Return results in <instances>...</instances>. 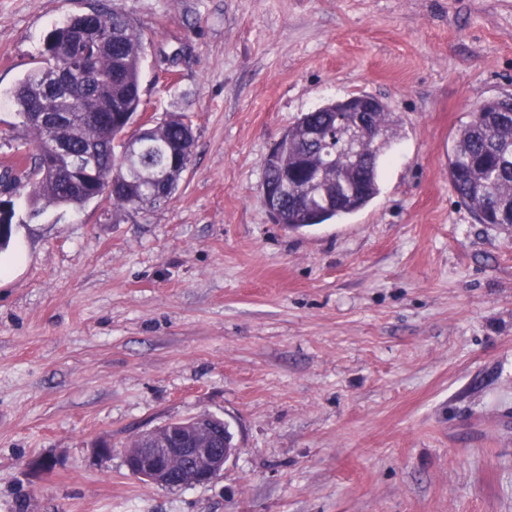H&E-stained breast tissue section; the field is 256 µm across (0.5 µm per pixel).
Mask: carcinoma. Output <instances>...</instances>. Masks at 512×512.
Returning a JSON list of instances; mask_svg holds the SVG:
<instances>
[{
  "label": "carcinoma",
  "instance_id": "1",
  "mask_svg": "<svg viewBox=\"0 0 512 512\" xmlns=\"http://www.w3.org/2000/svg\"><path fill=\"white\" fill-rule=\"evenodd\" d=\"M84 18L76 15L50 34L39 66L27 74L10 96L17 115L33 98H41L50 112H67L71 119L58 128L20 121L8 137L17 142L11 161L0 170V188L6 184L26 191L33 212L53 205L81 208L105 200L112 212L145 209L169 200L178 190L188 164L169 163L171 155L192 149L187 140L189 122L170 115L153 123L143 137L121 135L125 113L143 106L140 93L142 34L124 14L114 10L99 15L96 48L97 75L94 90L70 100L44 89L52 64L65 65L66 47L80 41ZM373 105L368 123L383 136L379 143H365L360 163L324 141V133L336 128V117L347 114L355 123L356 111ZM88 112L112 114V125L85 120ZM512 112V99L495 98L480 103L457 132L448 157V178L459 202L482 224L512 228V122L502 121ZM398 119L379 98L358 95L351 100L330 101L301 115L283 134L264 161L263 184L278 191L282 223L297 229L342 218L366 207L378 194L379 172L386 148L397 134ZM64 140L79 149L93 144L102 159L101 177L115 182L132 181L128 192L104 195L87 184H65L42 174L36 151Z\"/></svg>",
  "mask_w": 512,
  "mask_h": 512
}]
</instances>
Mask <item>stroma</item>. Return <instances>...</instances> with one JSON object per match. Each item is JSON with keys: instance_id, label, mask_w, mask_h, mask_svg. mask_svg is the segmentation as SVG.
Wrapping results in <instances>:
<instances>
[{"instance_id": "stroma-1", "label": "stroma", "mask_w": 512, "mask_h": 512, "mask_svg": "<svg viewBox=\"0 0 512 512\" xmlns=\"http://www.w3.org/2000/svg\"><path fill=\"white\" fill-rule=\"evenodd\" d=\"M94 9L140 27L147 114L186 116L193 154L148 210L18 199L0 512H512V231L448 179L473 108L512 96V0H0V130L48 34ZM360 94L399 120L379 194L275 223L265 157ZM199 414L239 446L214 480L128 471L137 432Z\"/></svg>"}]
</instances>
